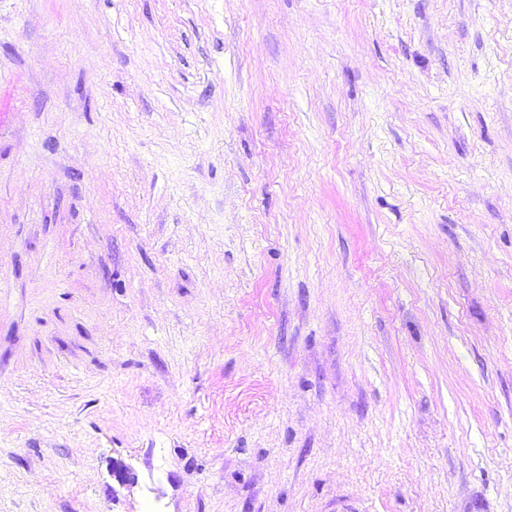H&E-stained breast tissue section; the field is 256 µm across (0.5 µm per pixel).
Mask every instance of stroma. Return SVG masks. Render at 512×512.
Returning a JSON list of instances; mask_svg holds the SVG:
<instances>
[{
  "label": "stroma",
  "instance_id": "35a3bbf8",
  "mask_svg": "<svg viewBox=\"0 0 512 512\" xmlns=\"http://www.w3.org/2000/svg\"><path fill=\"white\" fill-rule=\"evenodd\" d=\"M0 512H512V0H0Z\"/></svg>",
  "mask_w": 512,
  "mask_h": 512
}]
</instances>
